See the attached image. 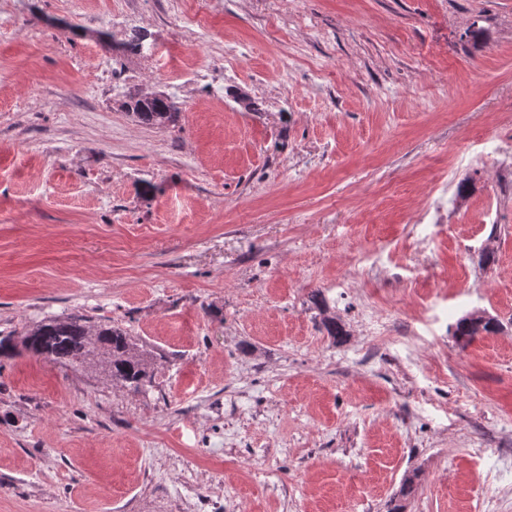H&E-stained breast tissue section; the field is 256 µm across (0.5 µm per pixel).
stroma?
Masks as SVG:
<instances>
[{
  "mask_svg": "<svg viewBox=\"0 0 512 512\" xmlns=\"http://www.w3.org/2000/svg\"><path fill=\"white\" fill-rule=\"evenodd\" d=\"M510 140L512 0H0V512H512ZM72 314L151 387L21 348ZM128 113L140 123L165 127L173 124L179 115V107L174 99L160 94L153 98L134 97L127 104ZM131 111V112H130ZM309 301L319 311L321 318V325L326 330L328 336H331L336 341H341L346 336L341 323L336 320L335 316L327 315L328 305L326 298L319 290L310 293ZM499 327L498 319L493 316L471 314L457 321L454 336L458 343L465 346L482 333L488 335L497 332Z\"/></svg>",
  "mask_w": 512,
  "mask_h": 512,
  "instance_id": "obj_1",
  "label": "stroma"
}]
</instances>
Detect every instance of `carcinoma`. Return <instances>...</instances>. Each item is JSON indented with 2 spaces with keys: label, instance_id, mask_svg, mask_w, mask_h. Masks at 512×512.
<instances>
[{
  "label": "carcinoma",
  "instance_id": "carcinoma-1",
  "mask_svg": "<svg viewBox=\"0 0 512 512\" xmlns=\"http://www.w3.org/2000/svg\"><path fill=\"white\" fill-rule=\"evenodd\" d=\"M131 115L146 125L165 127L177 120L179 107L174 99L160 94L153 98L134 97L127 104ZM309 301L321 315V325L327 334L340 341L346 336L336 317L327 314L326 298L320 291L310 293ZM500 327L493 316L471 314L459 319L455 325L454 336L458 343L469 344L476 336L492 334ZM100 336L99 351L110 363V378L134 390H139L151 382L150 369L155 354L137 346L127 334L112 326L92 329L89 321L82 315H71L63 319H50L38 324L29 333L32 354L61 364H87L89 349L85 336L89 332Z\"/></svg>",
  "mask_w": 512,
  "mask_h": 512
}]
</instances>
